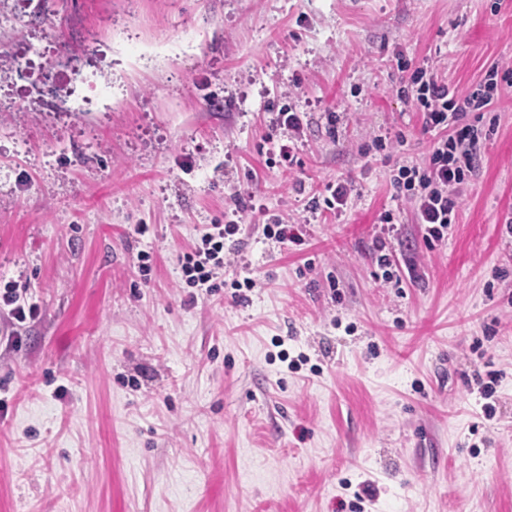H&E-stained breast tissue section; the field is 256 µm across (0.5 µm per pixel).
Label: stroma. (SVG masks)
<instances>
[{"label":"stroma","instance_id":"stroma-1","mask_svg":"<svg viewBox=\"0 0 512 512\" xmlns=\"http://www.w3.org/2000/svg\"><path fill=\"white\" fill-rule=\"evenodd\" d=\"M401 58L453 89L512 65V0H43L0 30V280L38 307L0 314V512H512V92L430 243L390 185L433 141ZM233 213L224 288L186 287ZM351 189L347 184L336 182V185L329 183L325 186L323 192V211L332 212L336 215L341 214L348 206Z\"/></svg>","mask_w":512,"mask_h":512}]
</instances>
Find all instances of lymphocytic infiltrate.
<instances>
[{"label":"lymphocytic infiltrate","mask_w":512,"mask_h":512,"mask_svg":"<svg viewBox=\"0 0 512 512\" xmlns=\"http://www.w3.org/2000/svg\"><path fill=\"white\" fill-rule=\"evenodd\" d=\"M512 74L491 68L483 81L465 90L449 89L434 69L417 67L409 77L411 99L422 125L434 140L421 164L400 166L391 184L413 207L427 241L442 240L461 209L463 187L479 168L487 138L484 124H496L491 103ZM239 230L236 222L206 225L181 258L185 282L191 288L216 290L224 268V249Z\"/></svg>","instance_id":"f902f5d3"}]
</instances>
